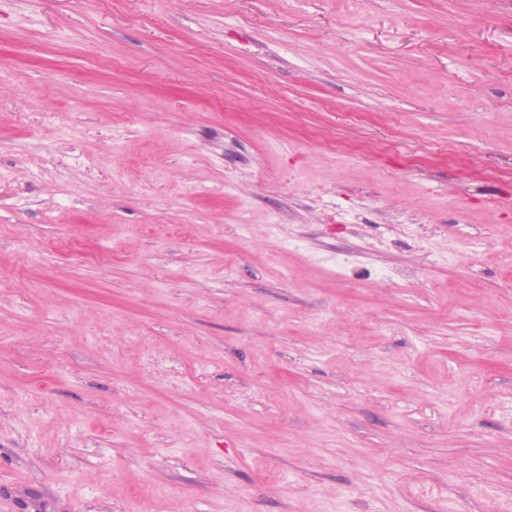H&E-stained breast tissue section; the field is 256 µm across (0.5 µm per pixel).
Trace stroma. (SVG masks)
<instances>
[{"mask_svg": "<svg viewBox=\"0 0 512 512\" xmlns=\"http://www.w3.org/2000/svg\"><path fill=\"white\" fill-rule=\"evenodd\" d=\"M145 502L512 512V0H0V512Z\"/></svg>", "mask_w": 512, "mask_h": 512, "instance_id": "35a3bbf8", "label": "stroma"}]
</instances>
